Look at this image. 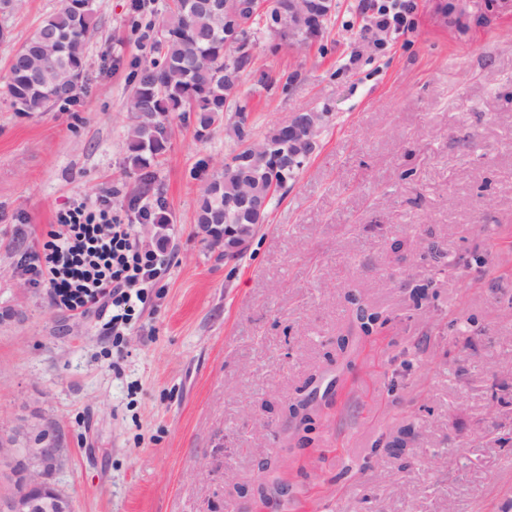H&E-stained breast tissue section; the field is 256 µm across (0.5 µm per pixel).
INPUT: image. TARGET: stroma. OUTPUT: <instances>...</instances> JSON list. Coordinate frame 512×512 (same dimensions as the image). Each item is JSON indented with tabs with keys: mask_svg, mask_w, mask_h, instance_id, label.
Here are the masks:
<instances>
[{
	"mask_svg": "<svg viewBox=\"0 0 512 512\" xmlns=\"http://www.w3.org/2000/svg\"><path fill=\"white\" fill-rule=\"evenodd\" d=\"M413 2V31L383 52L357 0L303 50L260 35L257 65L295 79L245 81L254 137L307 109L328 121L238 257L194 222L231 144L175 120L146 196L172 221L137 227L169 266L117 339L105 316L55 306L23 257L76 200L108 191L133 217L130 75L166 0L137 15L92 0L75 100L24 114L0 92V430L57 435L49 480L74 512L512 506V0ZM61 4L0 15V76ZM360 306L376 335L359 336Z\"/></svg>",
	"mask_w": 512,
	"mask_h": 512,
	"instance_id": "1",
	"label": "stroma"
}]
</instances>
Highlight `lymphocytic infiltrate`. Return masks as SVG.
Masks as SVG:
<instances>
[{"mask_svg":"<svg viewBox=\"0 0 512 512\" xmlns=\"http://www.w3.org/2000/svg\"><path fill=\"white\" fill-rule=\"evenodd\" d=\"M357 9L368 16L372 35L395 39L411 29V0H358ZM164 268L158 252L140 246L135 224L113 211L108 194L59 212L26 265L33 284L49 288L56 305L82 316L110 311L116 336L146 303Z\"/></svg>","mask_w":512,"mask_h":512,"instance_id":"1","label":"lymphocytic infiltrate"}]
</instances>
